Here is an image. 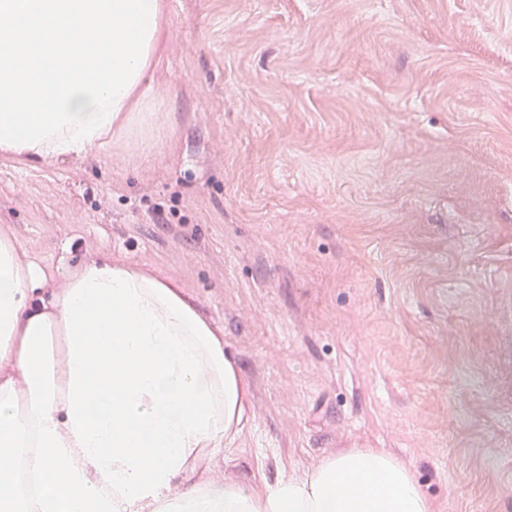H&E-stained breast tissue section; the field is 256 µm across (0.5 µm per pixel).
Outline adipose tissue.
Masks as SVG:
<instances>
[{"label":"adipose tissue","instance_id":"adipose-tissue-1","mask_svg":"<svg viewBox=\"0 0 512 512\" xmlns=\"http://www.w3.org/2000/svg\"><path fill=\"white\" fill-rule=\"evenodd\" d=\"M166 0H0V156L153 150ZM0 235V512H434L404 462L350 448L254 495L194 481L246 391L222 331L142 266L84 263L44 297Z\"/></svg>","mask_w":512,"mask_h":512}]
</instances>
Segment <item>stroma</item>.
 I'll list each match as a JSON object with an SVG mask.
<instances>
[{
	"mask_svg": "<svg viewBox=\"0 0 512 512\" xmlns=\"http://www.w3.org/2000/svg\"><path fill=\"white\" fill-rule=\"evenodd\" d=\"M158 145L0 160L48 273L154 269L224 333L261 493L348 448L512 512V0H168Z\"/></svg>",
	"mask_w": 512,
	"mask_h": 512,
	"instance_id": "stroma-1",
	"label": "stroma"
}]
</instances>
